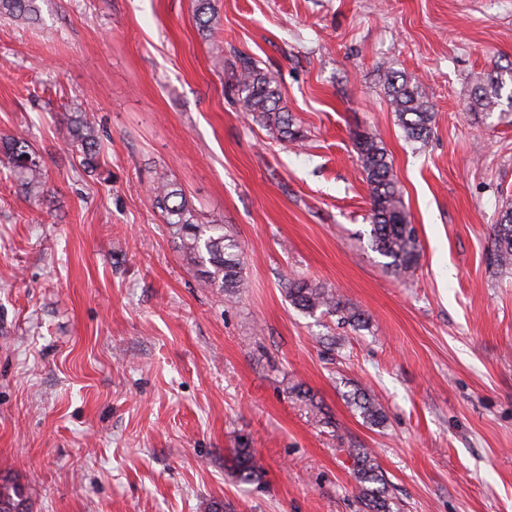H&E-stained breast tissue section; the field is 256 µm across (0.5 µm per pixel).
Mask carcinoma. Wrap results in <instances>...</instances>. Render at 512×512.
<instances>
[{
  "mask_svg": "<svg viewBox=\"0 0 512 512\" xmlns=\"http://www.w3.org/2000/svg\"><path fill=\"white\" fill-rule=\"evenodd\" d=\"M35 11L34 0H0V14L16 16ZM214 15L212 0H196V16L201 32L210 31ZM237 76L231 86L233 102L282 142L301 145L307 139L304 130L280 106L276 80L251 57L237 54ZM383 86L392 112L411 143L425 142L434 118L432 107L423 90L405 73L387 69ZM501 85L489 75L474 89L471 108L491 115L501 107ZM68 131L74 148L87 173L94 172L100 148L98 131L86 111L78 108L68 117ZM358 160L369 186L372 249L389 259L387 265L402 274L412 269L419 258L418 237L408 220L402 195L392 171V162L383 142L375 135L362 132L355 137ZM6 164L17 172L21 186L29 194L39 193L43 170L36 154L24 138H11L0 144ZM155 207L160 210L171 234L179 241L181 251L203 267L204 283L231 298L240 283L241 248L237 240L224 232L222 224H201L182 190L164 176L152 188ZM491 257L502 269H512V206L506 207L493 231ZM284 292L294 308L313 315L334 314L343 323L362 328L367 320L358 307L343 300L331 288L305 279H289ZM348 403L363 421L374 427L384 425L386 417L381 405L367 391L356 390ZM354 479L366 512H394L395 503L388 484L366 448L351 450ZM228 469L238 482L251 484L262 478L263 469L254 449L234 448L228 458ZM0 512H27L26 488L11 477L0 478Z\"/></svg>",
  "mask_w": 512,
  "mask_h": 512,
  "instance_id": "cac0c4a2",
  "label": "carcinoma"
}]
</instances>
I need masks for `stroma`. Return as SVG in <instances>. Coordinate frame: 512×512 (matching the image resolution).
Returning <instances> with one entry per match:
<instances>
[{"instance_id":"35a3bbf8","label":"stroma","mask_w":512,"mask_h":512,"mask_svg":"<svg viewBox=\"0 0 512 512\" xmlns=\"http://www.w3.org/2000/svg\"><path fill=\"white\" fill-rule=\"evenodd\" d=\"M0 15V141L25 136L44 189L0 167V474L29 512H362L351 448L401 512H512V271L489 259L512 206V115L467 103L512 73V0H35ZM224 44L222 57L211 41ZM277 81L305 147L232 102L236 54ZM434 112L406 141L382 73ZM91 110L85 174L67 132ZM382 140L420 258L369 242L355 133ZM169 175L241 245L235 301L205 287L153 205ZM298 276L366 328L288 301ZM385 409L382 427L347 402ZM255 449L259 482L224 465ZM348 403L359 414L363 421L374 427H382L386 417L381 405L367 391L356 390L350 395Z\"/></svg>"}]
</instances>
